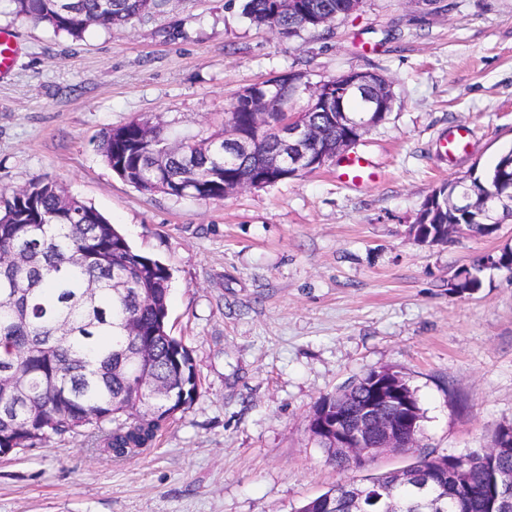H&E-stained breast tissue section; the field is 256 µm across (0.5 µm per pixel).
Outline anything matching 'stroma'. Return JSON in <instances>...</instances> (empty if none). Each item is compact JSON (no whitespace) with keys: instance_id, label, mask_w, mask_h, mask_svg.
<instances>
[{"instance_id":"stroma-1","label":"stroma","mask_w":512,"mask_h":512,"mask_svg":"<svg viewBox=\"0 0 512 512\" xmlns=\"http://www.w3.org/2000/svg\"><path fill=\"white\" fill-rule=\"evenodd\" d=\"M241 3L168 0L75 41L0 0V29L24 46L0 82V193L57 180L163 263L168 325L201 382L139 456L115 461L80 436L0 456V512H298L360 472L415 461L388 452L342 473L312 437L320 398L374 370L415 389L420 452L465 454L512 424V272L449 289L512 249V218L435 246L412 230L434 188L512 150V0H363L289 40ZM353 70L384 75L396 97L354 148L378 174L362 187L332 163L219 201L177 198L136 190L99 150L103 132L137 119L203 139L244 87ZM457 129L469 146L451 159L440 145Z\"/></svg>"}]
</instances>
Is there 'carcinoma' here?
Returning <instances> with one entry per match:
<instances>
[{"instance_id":"obj_1","label":"carcinoma","mask_w":512,"mask_h":512,"mask_svg":"<svg viewBox=\"0 0 512 512\" xmlns=\"http://www.w3.org/2000/svg\"><path fill=\"white\" fill-rule=\"evenodd\" d=\"M11 13L75 40L95 28L111 31L127 26L166 4V0H7ZM312 15L331 16L343 0H298ZM243 14L258 28H276L285 37L316 31L320 25L288 9L286 0H245ZM368 93L341 95L353 116L364 110ZM240 127L250 129L253 113L232 103L228 112ZM320 140L334 142L336 126L322 115L308 113ZM163 147L174 141L164 127L133 120L106 131L100 150L109 166L124 162L128 184L136 189L162 178L173 186L169 195L197 197L198 184L224 177L281 182L263 167L264 154L275 150L273 127L261 131L263 141L253 154L227 156L224 130L213 132L211 147L186 141L157 162L142 146L145 134ZM490 170L474 176L472 210L467 223L483 234V196ZM456 196L429 223L438 232L455 211ZM171 274L160 261L133 249L126 237L94 207L68 195L57 181L36 178L26 190L0 193V372L23 377L24 398L0 391V455L44 446L55 437L83 435L92 447L117 460L151 447L163 424L186 409L198 393L196 367L186 347L168 329ZM145 357H135L131 342ZM149 377L161 394L139 391ZM372 374L351 383L339 396L326 395L316 405L323 421L336 415V401L357 413L370 396ZM312 435L338 470L350 469L325 434ZM501 452L491 463L471 465L487 457L480 448L465 455L419 457L411 468L448 472V487L436 491L438 512H488L487 488L495 469H512V425L499 427ZM360 484L365 495L356 501L350 482L336 484L304 504L298 512H325L339 500L341 512H387L396 503L403 512H417L412 489L395 482L390 472L368 476Z\"/></svg>"}]
</instances>
